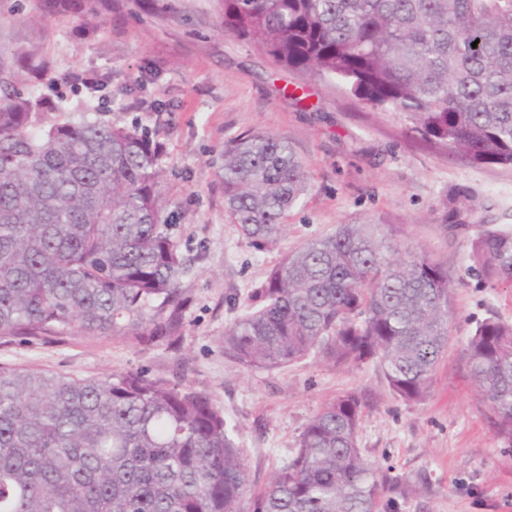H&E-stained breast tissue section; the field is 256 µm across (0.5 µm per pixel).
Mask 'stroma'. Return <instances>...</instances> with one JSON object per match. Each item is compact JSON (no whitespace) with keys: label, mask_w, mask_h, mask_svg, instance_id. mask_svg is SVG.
<instances>
[{"label":"stroma","mask_w":512,"mask_h":512,"mask_svg":"<svg viewBox=\"0 0 512 512\" xmlns=\"http://www.w3.org/2000/svg\"><path fill=\"white\" fill-rule=\"evenodd\" d=\"M38 0H0V44L40 46L53 81L75 70L105 76V119L139 124L162 145L159 166L171 231L187 261L184 330L173 345L73 332L0 339V366L101 378L142 372L208 396L243 446L249 493L261 491L295 452L308 420L351 392L374 398L358 428L363 456L409 485L381 512H512V448L489 432L466 365L476 324L512 323V285H488L469 259L480 232L512 234V168L449 159L395 112H379L334 79L275 62L225 33L220 0H175L153 13L141 0H110L95 38L78 15L38 21ZM52 81V82H53ZM170 110L150 112L151 101ZM267 132L288 142L307 167L310 190L276 244L243 239L224 207V148ZM467 198L462 221L448 217ZM340 224H395L400 240L443 263L454 284L450 343L425 398L407 402L380 368L309 358L248 369L224 353V329L287 253Z\"/></svg>","instance_id":"35a3bbf8"}]
</instances>
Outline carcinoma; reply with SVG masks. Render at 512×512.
Here are the masks:
<instances>
[{
    "label": "carcinoma",
    "mask_w": 512,
    "mask_h": 512,
    "mask_svg": "<svg viewBox=\"0 0 512 512\" xmlns=\"http://www.w3.org/2000/svg\"><path fill=\"white\" fill-rule=\"evenodd\" d=\"M98 14L106 0H42ZM224 30L280 63L333 78L470 165L512 166V0H223ZM477 47H472V43ZM39 46H0V338L87 334L171 345L182 336L185 258L171 232L157 142L91 115L105 83L19 92L48 76ZM64 119L47 120L50 113ZM228 212L256 247L276 242L309 191L294 150L269 133L224 148ZM393 224H340L271 270L252 310L224 328L245 368L325 358L374 363L422 400L448 345V270ZM470 259L512 283V235L484 231ZM485 423L512 447V324L477 323L466 347ZM366 395L322 407L296 451L250 498L235 428L206 395L143 373L105 378L0 366V512H379L408 489L357 446Z\"/></svg>",
    "instance_id": "carcinoma-1"
}]
</instances>
